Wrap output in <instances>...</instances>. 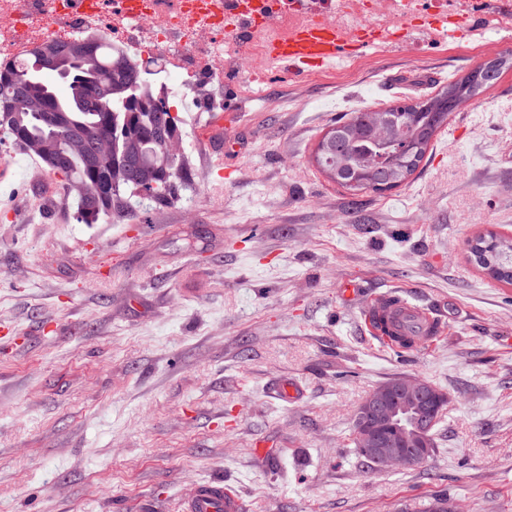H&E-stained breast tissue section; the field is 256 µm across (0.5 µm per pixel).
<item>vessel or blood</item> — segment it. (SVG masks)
<instances>
[{
	"instance_id": "obj_1",
	"label": "vessel or blood",
	"mask_w": 512,
	"mask_h": 512,
	"mask_svg": "<svg viewBox=\"0 0 512 512\" xmlns=\"http://www.w3.org/2000/svg\"><path fill=\"white\" fill-rule=\"evenodd\" d=\"M377 34L372 26L360 25L346 31L326 18L298 25L265 45V58L277 72L297 79L317 70L335 67L337 60L372 47ZM398 331L415 341L438 334L439 324L428 313L404 303L394 307ZM183 512H245L242 499L223 481L196 483L184 501Z\"/></svg>"
}]
</instances>
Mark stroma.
<instances>
[{
	"label": "stroma",
	"instance_id": "obj_1",
	"mask_svg": "<svg viewBox=\"0 0 512 512\" xmlns=\"http://www.w3.org/2000/svg\"><path fill=\"white\" fill-rule=\"evenodd\" d=\"M376 44L343 72L229 73L156 94L183 119L188 187L133 221L76 220L66 183L27 151L0 188V512H180L220 479L248 512H512V287L466 243L512 235V68L452 112L418 171L353 205L312 162L346 112L435 94L512 40ZM399 295L442 326L397 352L372 303ZM420 378L449 397L435 449L377 468L353 443L376 387ZM293 381L296 399L271 394Z\"/></svg>",
	"mask_w": 512,
	"mask_h": 512
}]
</instances>
